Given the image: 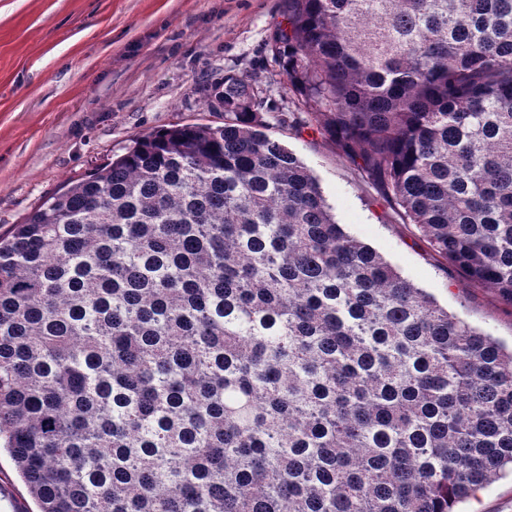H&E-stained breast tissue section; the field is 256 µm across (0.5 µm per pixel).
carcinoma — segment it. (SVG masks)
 <instances>
[{"label": "carcinoma", "instance_id": "obj_1", "mask_svg": "<svg viewBox=\"0 0 512 512\" xmlns=\"http://www.w3.org/2000/svg\"><path fill=\"white\" fill-rule=\"evenodd\" d=\"M299 105L512 307V0H288ZM224 77L0 233V449L37 512H455L512 466V351L336 223Z\"/></svg>", "mask_w": 512, "mask_h": 512}]
</instances>
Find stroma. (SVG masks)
<instances>
[{
	"mask_svg": "<svg viewBox=\"0 0 512 512\" xmlns=\"http://www.w3.org/2000/svg\"><path fill=\"white\" fill-rule=\"evenodd\" d=\"M286 0H0V230L136 136L187 122L222 124L207 97L225 76L271 94L262 115L297 111L267 43ZM318 179L337 223L403 277L483 333L512 345V307L461 276L404 223L313 128L273 127ZM512 512V475L459 503ZM36 506L0 454V512Z\"/></svg>",
	"mask_w": 512,
	"mask_h": 512,
	"instance_id": "stroma-1",
	"label": "stroma"
}]
</instances>
